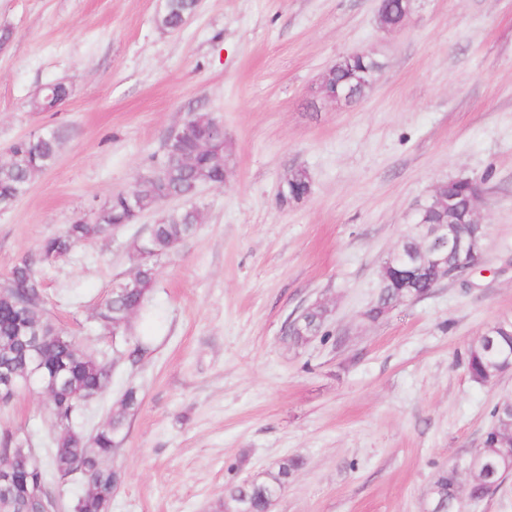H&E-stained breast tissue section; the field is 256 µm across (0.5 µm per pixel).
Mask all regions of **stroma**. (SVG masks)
Masks as SVG:
<instances>
[{
  "mask_svg": "<svg viewBox=\"0 0 512 512\" xmlns=\"http://www.w3.org/2000/svg\"><path fill=\"white\" fill-rule=\"evenodd\" d=\"M162 3L0 0V156L42 130L64 136L56 164L0 211V277L129 188L191 112L212 113L229 145V177L203 188L201 224L159 262L129 333L97 335L93 315L159 212L43 268L54 321L118 361L84 431L125 388L143 397L111 461L125 474L111 512H214L225 488L293 456L303 465L271 512H428L439 473L512 400V371L479 385L465 364L512 319V0H417L394 31L379 0H201L176 32L155 22ZM354 51L381 77L357 104L324 98L327 69ZM57 81L66 103L31 111ZM297 167L311 192L280 204ZM456 177L484 183L480 265L366 320L414 210ZM319 300L326 336L285 341L287 317ZM139 336L150 349L120 361ZM46 405L21 393L0 429L46 451Z\"/></svg>",
  "mask_w": 512,
  "mask_h": 512,
  "instance_id": "obj_1",
  "label": "stroma"
}]
</instances>
